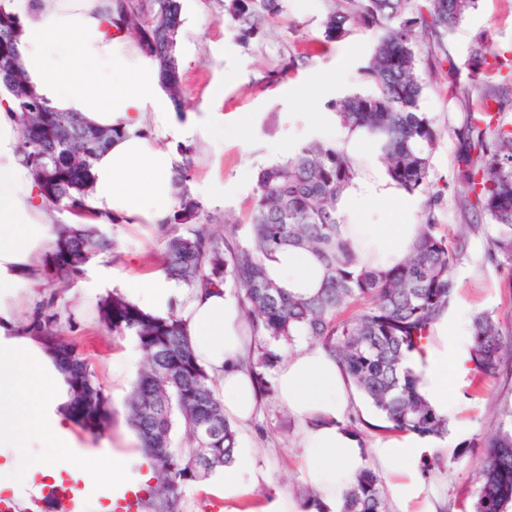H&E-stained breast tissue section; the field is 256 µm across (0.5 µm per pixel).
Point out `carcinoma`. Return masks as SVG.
<instances>
[{"label":"carcinoma","instance_id":"carcinoma-1","mask_svg":"<svg viewBox=\"0 0 512 512\" xmlns=\"http://www.w3.org/2000/svg\"><path fill=\"white\" fill-rule=\"evenodd\" d=\"M474 6L475 0H424L420 5L414 0H331L322 22L319 43L327 48L343 41L355 23L379 32L367 66L374 90L346 95L335 109L345 128L367 134L399 188L424 197L417 235L404 258L390 266L365 260L347 234L339 203L357 176V164L335 143L311 140L257 172L245 237L236 222L205 213L190 189L192 159L181 152L183 163L174 174L178 207L167 223L155 227L166 243V271L189 288L233 290L251 336L248 368L262 396L274 392L271 371L281 359L279 347L305 336L342 366L373 407L381 425L372 428L437 440L448 436V418L422 396L406 361L424 352L432 325L457 293L452 270L458 244L438 231L448 193L462 208L491 218L495 233L488 240V259L512 270V129L497 112L470 117L460 133L454 184L434 182L431 158L442 131L420 111L424 81L417 49L422 41H433L436 50L427 67H443L445 39ZM281 11L282 0H224V17L244 47L260 41ZM113 14L155 64L163 89L181 108L183 0H115ZM22 33L18 17L0 7V92L11 97L23 127L27 119L46 114L39 136L21 137V152L46 201L74 212L85 206L94 157L117 130H109L105 140L87 137L89 126L82 119L56 111L28 85L20 66ZM472 61L477 68L503 65L482 41ZM16 74L26 86L24 98L16 92ZM76 155L83 161L78 173L72 166ZM106 250L95 225H59L57 242L43 259L48 287L26 323L29 333L50 348L71 350L72 412L93 432L110 425L112 403L76 344L63 339L64 326L74 324L54 284L78 278L83 266ZM288 250L307 252L320 264L322 280L314 294L297 295L269 276L266 262ZM354 302L360 308L342 316ZM98 318L112 333L135 336L142 352L126 408L155 480L145 512H182L185 489L232 461L236 425L224 415L213 377L198 361L177 312L149 316L114 295L98 303ZM504 365L512 366V338L504 337L494 315L476 314L468 360L473 380L481 384ZM178 422L184 427L179 446L172 439ZM200 448L210 449L204 469L196 459ZM474 448L484 453L471 512H512V430L463 443L456 456ZM300 497L304 512H329L314 489L301 490ZM338 512H388L381 476L370 467L362 469L344 491Z\"/></svg>","mask_w":512,"mask_h":512}]
</instances>
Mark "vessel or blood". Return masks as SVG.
Returning a JSON list of instances; mask_svg holds the SVG:
<instances>
[{
  "label": "vessel or blood",
  "instance_id": "b4317fda",
  "mask_svg": "<svg viewBox=\"0 0 512 512\" xmlns=\"http://www.w3.org/2000/svg\"><path fill=\"white\" fill-rule=\"evenodd\" d=\"M100 495L108 512H142L144 488L138 484L122 487L89 488L79 472H63L55 478L36 476L34 490L26 500L0 495V512H85L91 494Z\"/></svg>",
  "mask_w": 512,
  "mask_h": 512
}]
</instances>
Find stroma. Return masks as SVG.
Returning a JSON list of instances; mask_svg holds the SVG:
<instances>
[{"label":"stroma","mask_w":512,"mask_h":512,"mask_svg":"<svg viewBox=\"0 0 512 512\" xmlns=\"http://www.w3.org/2000/svg\"><path fill=\"white\" fill-rule=\"evenodd\" d=\"M328 4L329 0H284V8L265 39L246 48L224 19V0H184L180 58L185 110L195 115H224L223 137L214 138L199 129L177 142L178 147L190 151L195 195L207 212L224 214L247 225L258 170L282 160L312 139L342 143L343 127L315 126L314 113L329 111L331 103L346 94L373 91L374 84L365 69L378 38L376 31L352 26L343 41L306 55L307 46L321 36ZM480 40L512 60V0H477L445 43L449 72L425 76L420 109L443 131L432 155V178L452 179L457 169L455 132L483 106L471 87L472 77H479L489 86H506L512 93V80H506L504 71L494 67L473 70L470 58ZM298 53L304 54V61L282 70L283 60ZM215 88L223 89L224 97L212 102L208 94ZM212 178L223 182V194L212 193L208 184ZM422 201V196L414 195L409 204L398 203L391 208L376 203L358 205L349 212L348 219L355 224H413ZM100 230L122 249L112 260L114 278L129 272L146 278L163 270L164 245L151 226L104 224ZM439 230L453 238H465L453 268L458 291L451 309L464 307L472 314L491 312L504 335L512 336V277L487 259V240L493 232L489 217L468 223L466 215L451 203L442 214ZM63 298L74 320L73 328L65 329L64 335L77 339L114 411L111 425L100 434L80 427L75 433L92 448L139 450L126 414L131 390L118 366L125 339L99 323L96 306L102 293L85 294L83 283L76 281L65 285ZM452 400L457 414L449 423L448 437L433 448L444 465L420 479L422 498L436 506L461 500L476 487L478 455L457 459L454 449L460 443L512 426V370L485 380L478 389L464 383ZM237 430L239 445L251 451L260 476L241 500V512L274 501L296 502L297 490L307 485L301 422L270 396L264 398L259 413L238 424Z\"/></svg>","instance_id":"obj_1"}]
</instances>
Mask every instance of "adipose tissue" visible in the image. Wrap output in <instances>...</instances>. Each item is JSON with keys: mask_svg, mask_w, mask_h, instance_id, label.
Segmentation results:
<instances>
[{"mask_svg": "<svg viewBox=\"0 0 512 512\" xmlns=\"http://www.w3.org/2000/svg\"><path fill=\"white\" fill-rule=\"evenodd\" d=\"M24 23L20 64L30 85L52 107L77 113L88 125L114 128L118 135L93 162L86 209L69 215L72 224H160L178 201L173 174L182 157L173 147L188 127L177 119L156 69L123 30L109 27L110 0H0ZM18 115L0 97V488L20 493L34 475L76 470L92 483H126L135 476L133 453L86 450L71 429L72 393L54 354L31 336L17 315L19 303L42 298V258L58 236V225L41 197L19 151ZM357 232L372 246L378 265L399 261L416 235L413 224H360ZM274 278L300 294L312 293L318 272L309 257L288 252L270 262ZM143 313L179 315L201 363L218 375L224 413L248 420L262 399L240 365L246 339L233 292L213 287L187 293L166 274L133 275L120 290ZM463 311L441 317L432 327L424 353L408 367L420 391L444 417L467 375L468 350L458 331ZM278 401L304 421L305 477L328 507L371 459L402 465L392 486L402 512H419V473L426 439L405 434L366 452L343 426L352 407V388L341 366L322 349L300 345L275 377Z\"/></svg>", "mask_w": 512, "mask_h": 512, "instance_id": "ef3b65f1", "label": "adipose tissue"}]
</instances>
